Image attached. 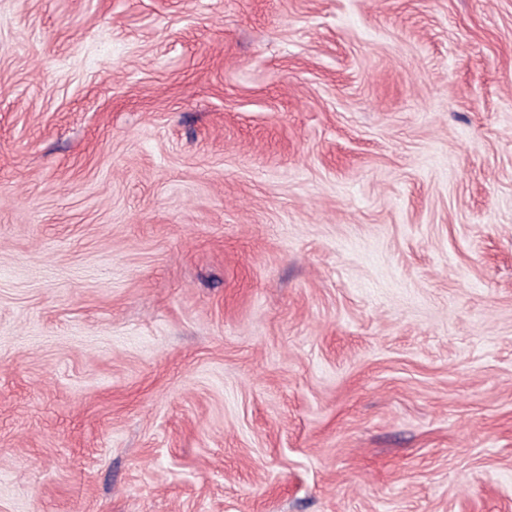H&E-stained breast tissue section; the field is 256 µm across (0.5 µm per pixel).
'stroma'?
Segmentation results:
<instances>
[{
  "label": "stroma",
  "mask_w": 512,
  "mask_h": 512,
  "mask_svg": "<svg viewBox=\"0 0 512 512\" xmlns=\"http://www.w3.org/2000/svg\"><path fill=\"white\" fill-rule=\"evenodd\" d=\"M0 512H512V0H0Z\"/></svg>",
  "instance_id": "obj_1"
}]
</instances>
